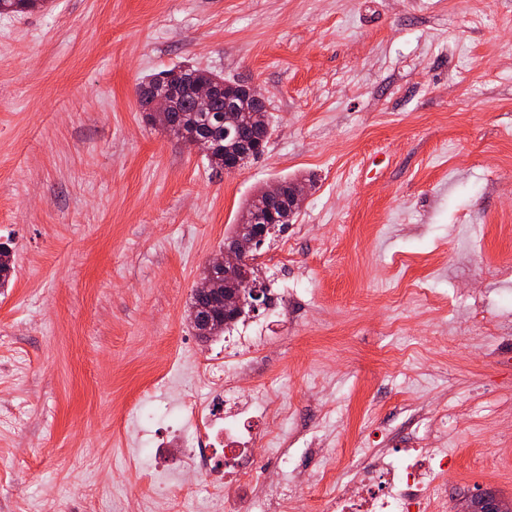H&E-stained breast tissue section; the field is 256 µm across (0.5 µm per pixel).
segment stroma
Instances as JSON below:
<instances>
[{
	"label": "stroma",
	"mask_w": 512,
	"mask_h": 512,
	"mask_svg": "<svg viewBox=\"0 0 512 512\" xmlns=\"http://www.w3.org/2000/svg\"><path fill=\"white\" fill-rule=\"evenodd\" d=\"M192 65L259 85L266 153L234 173L146 121L136 90ZM512 0H49L0 15V512H185L139 475L224 357L191 294L246 201L313 178L288 302L250 348L299 430L336 452L456 454L448 501L512 500ZM479 313L497 335L473 324ZM499 458L494 475L472 452ZM16 273L15 258L11 240L0 242V288H7Z\"/></svg>",
	"instance_id": "35a3bbf8"
}]
</instances>
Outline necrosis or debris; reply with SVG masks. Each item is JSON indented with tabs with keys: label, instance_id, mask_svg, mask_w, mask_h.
Returning a JSON list of instances; mask_svg holds the SVG:
<instances>
[{
	"label": "necrosis or debris",
	"instance_id": "necrosis-or-debris-1",
	"mask_svg": "<svg viewBox=\"0 0 512 512\" xmlns=\"http://www.w3.org/2000/svg\"><path fill=\"white\" fill-rule=\"evenodd\" d=\"M201 375L208 391L193 406L188 429L178 432L183 461L208 476L216 464L214 448H223L225 460L233 464L232 482L245 489L244 497L223 498L219 486H211L207 512H288L309 484L315 488L309 512H446L448 491L440 477L449 458L427 448H376L365 456L354 448L341 454L323 448L319 454L328 463L315 478L300 475L287 486L260 483L246 454L248 445L267 438V420L278 417L269 391L249 383L245 365L207 362ZM338 472L351 475L362 495L332 490Z\"/></svg>",
	"mask_w": 512,
	"mask_h": 512
}]
</instances>
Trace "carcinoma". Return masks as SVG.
Instances as JSON below:
<instances>
[{
	"label": "carcinoma",
	"instance_id": "carcinoma-1",
	"mask_svg": "<svg viewBox=\"0 0 512 512\" xmlns=\"http://www.w3.org/2000/svg\"><path fill=\"white\" fill-rule=\"evenodd\" d=\"M48 0H0V14H21L46 7ZM206 82L216 95L210 111L197 109L192 89ZM139 107L145 118H152V99H167L173 125L168 131L183 139L192 136L210 141L212 152L207 157L216 172L224 171V161L242 156L260 143L268 144L270 123L267 104H257L247 93L244 83L223 75L189 66H174L149 76L139 86ZM16 273L11 240L0 242V288H6Z\"/></svg>",
	"mask_w": 512,
	"mask_h": 512
}]
</instances>
